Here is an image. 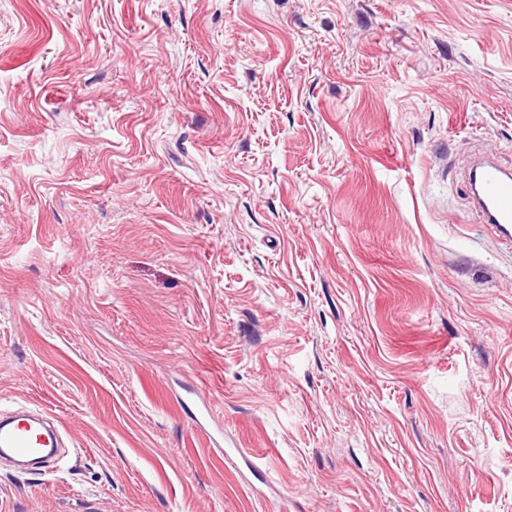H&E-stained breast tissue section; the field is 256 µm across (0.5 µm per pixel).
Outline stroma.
Instances as JSON below:
<instances>
[{
	"label": "stroma",
	"instance_id": "obj_1",
	"mask_svg": "<svg viewBox=\"0 0 512 512\" xmlns=\"http://www.w3.org/2000/svg\"><path fill=\"white\" fill-rule=\"evenodd\" d=\"M512 0H0V512H512ZM479 176V188L471 192L488 224H494L506 239L510 238L508 226L512 224V174L493 158L479 160L475 172ZM508 233H505V231ZM39 434L34 423L25 418L11 424L3 422L0 424V449L20 458L28 457L38 450Z\"/></svg>",
	"mask_w": 512,
	"mask_h": 512
}]
</instances>
